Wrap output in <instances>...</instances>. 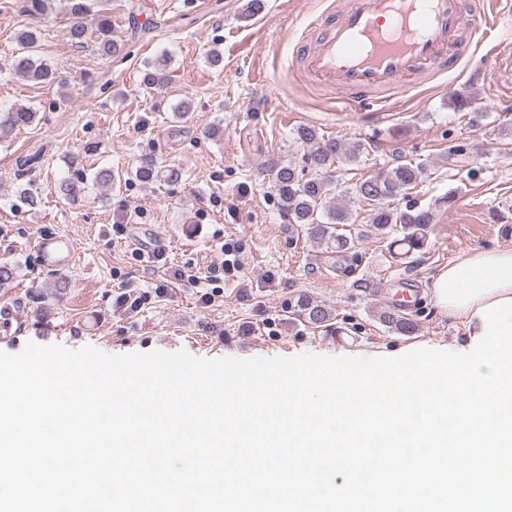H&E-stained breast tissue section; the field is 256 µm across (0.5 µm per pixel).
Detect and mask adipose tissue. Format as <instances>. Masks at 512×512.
<instances>
[{
    "label": "adipose tissue",
    "mask_w": 512,
    "mask_h": 512,
    "mask_svg": "<svg viewBox=\"0 0 512 512\" xmlns=\"http://www.w3.org/2000/svg\"><path fill=\"white\" fill-rule=\"evenodd\" d=\"M428 295L440 311L478 335L484 328L478 309L512 298V249L475 250L449 263L433 277Z\"/></svg>",
    "instance_id": "obj_1"
}]
</instances>
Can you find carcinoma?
I'll return each mask as SVG.
<instances>
[{
    "label": "carcinoma",
    "mask_w": 512,
    "mask_h": 512,
    "mask_svg": "<svg viewBox=\"0 0 512 512\" xmlns=\"http://www.w3.org/2000/svg\"><path fill=\"white\" fill-rule=\"evenodd\" d=\"M18 12L26 16H43L51 9V0H18ZM70 13L72 22L69 38L82 45L93 40L98 55L110 58L120 53V46L112 40V20L102 13H92L87 0H72ZM92 22H87V18ZM15 39L20 55L13 58L12 69L22 79L38 84H52L56 81V72L35 58V48L39 41V31L28 28L19 31ZM169 59L158 56L145 65L142 71V83L155 86L167 77ZM36 112L29 107L11 108L0 112V137L7 136L17 129L30 125ZM297 138L309 147L304 157V165H274V188L280 200L283 212L297 224L307 225L310 236L324 244L330 251L343 252L350 249L351 238L344 233V227L350 223V212L345 206L330 204L335 196L334 182L329 175L331 167L343 160L357 158L360 146L346 147L339 139H323L312 127L298 129ZM140 179L147 182L165 180L177 182L181 179V170L169 167L161 170L151 160H146L138 169ZM426 177L425 167L411 162L400 163L391 170L359 181L355 195L372 206L370 223L376 229H384L391 224L402 225L403 238L400 239L407 251L420 250L426 242L428 228L432 223V213L409 199V191L414 189ZM406 199L405 209L397 211L390 207V200L397 197ZM324 209L327 221L319 222L316 214ZM300 317L309 324L321 327L329 321V312L321 304L302 300L298 304ZM381 320L391 329L410 335L417 330L414 321L385 311Z\"/></svg>",
    "instance_id": "1"
}]
</instances>
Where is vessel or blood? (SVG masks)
Returning <instances> with one entry per match:
<instances>
[{
    "instance_id": "vessel-or-blood-1",
    "label": "vessel or blood",
    "mask_w": 512,
    "mask_h": 512,
    "mask_svg": "<svg viewBox=\"0 0 512 512\" xmlns=\"http://www.w3.org/2000/svg\"><path fill=\"white\" fill-rule=\"evenodd\" d=\"M511 14L503 0H340L299 56L312 81L347 89L361 111L382 112L388 101L380 90L400 91L433 69L454 68L475 22L496 29ZM37 248L54 266L69 243L43 239Z\"/></svg>"
}]
</instances>
